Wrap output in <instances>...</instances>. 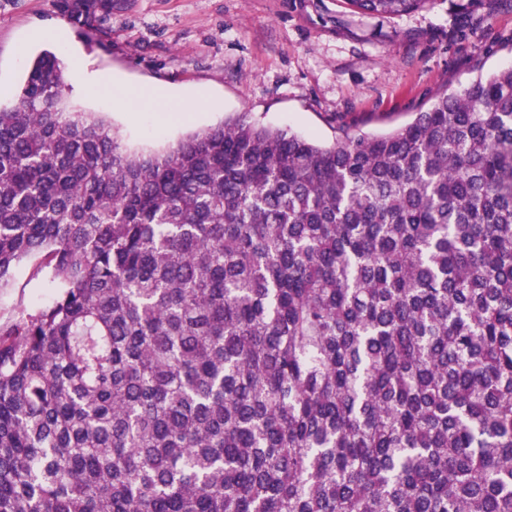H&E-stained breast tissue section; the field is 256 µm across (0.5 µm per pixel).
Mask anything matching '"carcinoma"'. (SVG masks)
<instances>
[{
  "instance_id": "obj_1",
  "label": "carcinoma",
  "mask_w": 512,
  "mask_h": 512,
  "mask_svg": "<svg viewBox=\"0 0 512 512\" xmlns=\"http://www.w3.org/2000/svg\"><path fill=\"white\" fill-rule=\"evenodd\" d=\"M64 89L45 50L0 104V292L56 291L0 321V512H512L511 67L152 155ZM53 298V289L41 276H34L33 266L22 265L15 271L14 288L0 294V320L19 307L35 309L49 304Z\"/></svg>"
}]
</instances>
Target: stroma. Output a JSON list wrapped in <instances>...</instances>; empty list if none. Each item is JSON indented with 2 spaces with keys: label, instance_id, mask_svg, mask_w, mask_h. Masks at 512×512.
I'll return each mask as SVG.
<instances>
[{
  "label": "stroma",
  "instance_id": "1",
  "mask_svg": "<svg viewBox=\"0 0 512 512\" xmlns=\"http://www.w3.org/2000/svg\"><path fill=\"white\" fill-rule=\"evenodd\" d=\"M48 28L64 31L88 73H110L132 90L163 87L175 104L206 99L193 118L163 123L158 112L116 103L111 90L70 85L68 103L105 116L133 153L164 152L240 112L330 146L337 119L385 132L438 94L512 67V0H430L391 17L352 11L345 0H121L93 33L54 0H0V102L10 103L30 59L54 50L36 37ZM53 298L22 265L0 294V319Z\"/></svg>",
  "mask_w": 512,
  "mask_h": 512
}]
</instances>
